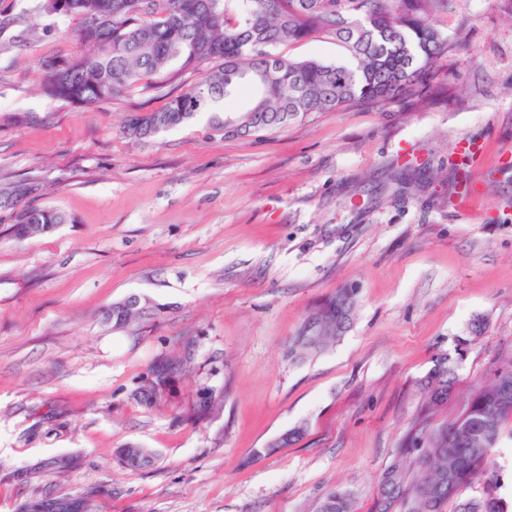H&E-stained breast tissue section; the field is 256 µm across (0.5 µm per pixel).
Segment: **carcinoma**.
Instances as JSON below:
<instances>
[{"label": "carcinoma", "instance_id": "cac0c4a2", "mask_svg": "<svg viewBox=\"0 0 512 512\" xmlns=\"http://www.w3.org/2000/svg\"><path fill=\"white\" fill-rule=\"evenodd\" d=\"M448 0H42L50 15L99 20L92 33L80 28L89 50L70 59L43 62L44 91L69 103L92 106L153 83L173 71L216 65L166 106L130 118L127 133L168 129L215 112L242 84L256 91L254 104L235 118L213 117L215 128L235 137L272 130L316 112L376 104L405 103L427 93L439 62L452 49L431 13ZM326 33L347 51L340 63L296 60L272 48ZM25 184L0 187V204L32 193ZM67 221L55 210L28 206L17 212L13 234H43ZM340 288L304 320L292 340L298 359L333 346L340 336H311L309 326L335 320L349 328L356 297ZM146 299L112 304L107 319L123 328L150 315ZM484 320L472 324V336L456 345V356L436 359L421 380L424 405L395 448L394 460L378 482L374 512H512L501 496L499 475L488 466L502 441L503 423L512 419V357L502 361L493 380L474 388L464 411L431 426L436 408L448 402L456 372L469 345L482 333ZM176 365L163 361L153 370L148 396L164 386ZM126 467L144 469L155 452L136 444L117 450ZM24 512H57L52 498L22 503ZM310 512H356L354 496L328 489Z\"/></svg>", "mask_w": 512, "mask_h": 512}]
</instances>
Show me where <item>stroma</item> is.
Segmentation results:
<instances>
[{
  "label": "stroma",
  "mask_w": 512,
  "mask_h": 512,
  "mask_svg": "<svg viewBox=\"0 0 512 512\" xmlns=\"http://www.w3.org/2000/svg\"><path fill=\"white\" fill-rule=\"evenodd\" d=\"M433 20L454 48L427 97L230 138L204 112L135 139L129 119L200 72L90 108L49 98L41 63L81 50V20L0 0V184L33 186L15 208L69 218L19 239L0 208V512L38 494L88 495L97 512H308L334 486L371 512L419 379L481 316L436 418L463 412L512 355V0H448ZM274 52L345 56L325 34ZM340 288L356 291L348 330L293 358ZM131 295L154 314L104 323ZM182 357L143 399L155 362ZM129 443L156 465H119ZM68 457L77 468H55Z\"/></svg>",
  "instance_id": "35a3bbf8"
}]
</instances>
